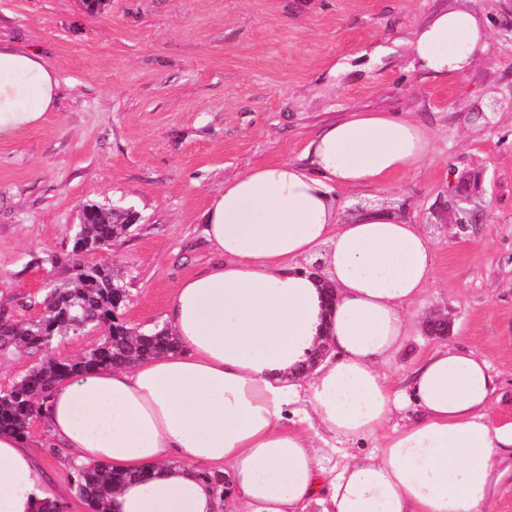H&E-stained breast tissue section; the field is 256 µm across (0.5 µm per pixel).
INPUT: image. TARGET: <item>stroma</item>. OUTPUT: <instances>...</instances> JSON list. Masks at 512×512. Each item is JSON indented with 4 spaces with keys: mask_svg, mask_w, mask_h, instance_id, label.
<instances>
[{
    "mask_svg": "<svg viewBox=\"0 0 512 512\" xmlns=\"http://www.w3.org/2000/svg\"><path fill=\"white\" fill-rule=\"evenodd\" d=\"M481 13L488 56L444 81L411 68L408 39L432 12ZM0 39L36 47L62 84L35 129L0 144V300L40 313L52 257L82 205L135 212L130 234L87 263L121 269L134 327L164 324L174 289L217 262L203 213L226 182L278 161L352 111L398 112L430 130L422 167L362 192L435 241L434 281L387 367L400 380L443 347L498 375L490 414L512 423V0H0ZM447 315L448 334L426 320ZM67 512H89L44 420L26 438Z\"/></svg>",
    "mask_w": 512,
    "mask_h": 512,
    "instance_id": "obj_1",
    "label": "stroma"
}]
</instances>
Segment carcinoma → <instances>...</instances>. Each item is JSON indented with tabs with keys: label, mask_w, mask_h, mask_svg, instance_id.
Instances as JSON below:
<instances>
[{
	"label": "carcinoma",
	"mask_w": 512,
	"mask_h": 512,
	"mask_svg": "<svg viewBox=\"0 0 512 512\" xmlns=\"http://www.w3.org/2000/svg\"><path fill=\"white\" fill-rule=\"evenodd\" d=\"M136 217L106 205L85 204L80 222L73 225L71 248L54 265L70 269V276L44 289L43 315L38 320H19L14 310L0 304V355L23 351L39 360L23 376L0 387V431L27 437L31 422L42 417L53 386L66 378L81 376L99 366H133L178 349L168 326L138 331L121 319L130 300L122 275L109 264L85 263V255L106 249L125 237ZM103 330L96 344L71 359H56L52 350L71 336ZM76 493L89 512H109L115 487L130 478L128 473L107 472L94 464L68 463Z\"/></svg>",
	"instance_id": "cac0c4a2"
}]
</instances>
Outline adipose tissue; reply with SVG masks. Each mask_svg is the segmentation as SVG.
<instances>
[{
  "label": "adipose tissue",
  "instance_id": "1",
  "mask_svg": "<svg viewBox=\"0 0 512 512\" xmlns=\"http://www.w3.org/2000/svg\"><path fill=\"white\" fill-rule=\"evenodd\" d=\"M410 45L412 68L445 80L487 56L490 32L473 10L446 8ZM60 91L44 53L0 42V143L38 127ZM431 150L412 118L352 112L311 141L308 164L253 167L210 200L203 233L222 261L172 294L179 350L62 380L47 401L54 447L130 473L110 512H487L512 459V423L489 413L497 377L474 352L438 349L388 381L414 326L406 311L433 279L434 242L399 210L354 198ZM347 204L354 220L340 218ZM323 343L329 355L307 367ZM204 466L223 468L227 499ZM38 468L25 439L0 433V512L61 499Z\"/></svg>",
  "mask_w": 512,
  "mask_h": 512
}]
</instances>
